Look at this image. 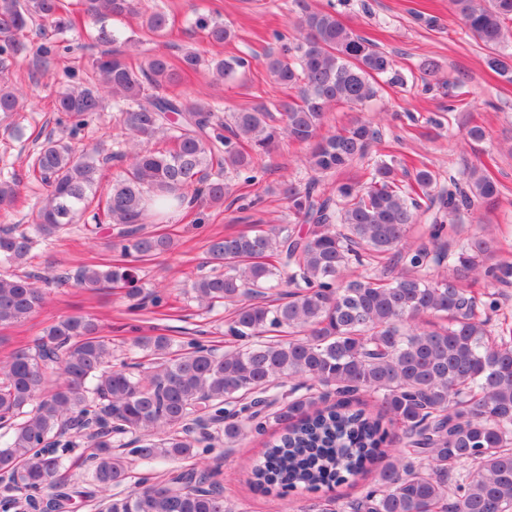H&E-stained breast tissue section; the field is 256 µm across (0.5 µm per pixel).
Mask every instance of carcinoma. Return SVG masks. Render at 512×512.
<instances>
[{
	"label": "carcinoma",
	"mask_w": 512,
	"mask_h": 512,
	"mask_svg": "<svg viewBox=\"0 0 512 512\" xmlns=\"http://www.w3.org/2000/svg\"><path fill=\"white\" fill-rule=\"evenodd\" d=\"M456 15L487 50L489 69L512 82V0H453ZM0 0V117L24 111L11 86L16 60L29 50L25 33L66 32L78 12L92 22L141 14L152 34L167 30L162 10L140 13L139 0ZM299 37L276 35L268 62L274 80L298 91L281 105L280 119L264 110L223 114L219 103L171 97L165 88L203 62L196 51L177 59L164 52L134 70L116 50L93 60L90 75L75 78L56 97L66 137L44 139L29 168L48 187L28 230L0 228V263L19 265L37 243L51 244L82 222L115 226L128 254L152 257L173 247L170 238L142 232L151 208L189 193L224 202L229 174L256 169L282 136L307 147L311 171L341 176L380 139L371 122L356 118L321 134L326 114L376 96V80L404 83L392 58L347 28L336 7L313 9L293 0ZM209 41L224 44L230 28L210 14L195 16ZM247 65L242 58L208 60L217 84ZM459 108L457 77L437 82ZM112 99L125 140L107 154L76 150L81 133ZM159 139L171 148L132 150L135 140ZM129 157L103 193L104 165ZM0 164V208L15 205L21 181ZM288 209L310 226L291 224L227 234L211 240L208 262L224 268L195 279L187 294L212 310L233 306L228 333L240 344L219 354L198 341L174 346L164 334L132 344L148 357L112 365V341L89 316H65L0 362V476L23 493L0 498V512H66L77 498L99 499L98 512H229L217 472L180 471L154 483L138 479L127 492V456L146 466L189 459L218 427L226 444L267 419L282 432L252 470L261 490L321 487L356 479L382 462L377 485L340 505L327 498L319 512H512V328L489 329L495 301L475 285L512 286V261L494 239L473 236L453 248L463 211L494 203L500 189L478 166L438 181L426 164L414 183L396 178L394 161L380 160L366 180L336 182L327 194L313 179L285 182ZM427 216L432 246L408 245L410 227ZM125 266H84L58 273L87 291L132 281ZM40 276L0 273V326L20 322L44 303ZM279 333L283 339L260 337ZM336 402L327 403L329 394ZM370 394L373 406L353 404ZM399 424L404 447L383 448L386 422ZM98 426L90 448L92 470L82 485L61 476L73 442L65 436Z\"/></svg>",
	"instance_id": "obj_1"
}]
</instances>
